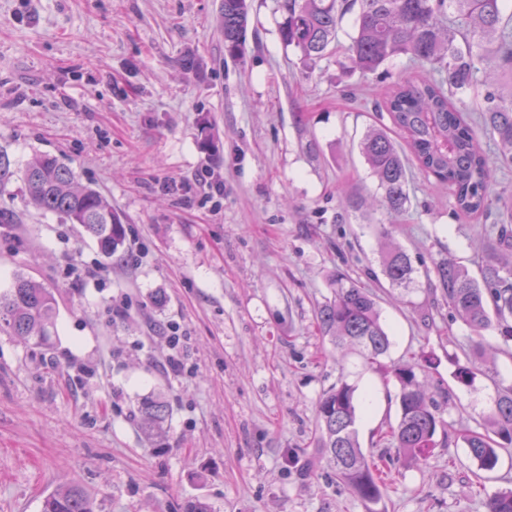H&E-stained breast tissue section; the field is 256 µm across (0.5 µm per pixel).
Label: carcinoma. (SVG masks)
Instances as JSON below:
<instances>
[{"mask_svg":"<svg viewBox=\"0 0 512 512\" xmlns=\"http://www.w3.org/2000/svg\"><path fill=\"white\" fill-rule=\"evenodd\" d=\"M280 25L283 43L306 60L321 58L337 43L346 16H353V34L346 47L349 59L363 73H374L389 60L406 55L427 64L438 77L404 80L377 94L375 111L384 110L409 146L418 171L448 186L456 212L495 215L492 254L479 266V277L448 260L437 268L435 289L475 335L494 328L512 341V191L491 193L493 168L476 141L473 119L463 109L465 97L490 84V74L512 76V11L507 0H284ZM224 50L241 54L246 43L248 0H221ZM491 134L498 162L512 167V85L488 90L477 108ZM361 153L379 188L382 203L399 214L409 196L407 157L390 130L367 131ZM26 195L30 204L80 225L98 251L107 257L125 243L126 230L112 204L97 190L76 180L71 167L57 156L39 154L26 164ZM383 272L393 285L411 282L406 254L388 247ZM331 286L333 299L317 312V328L342 351H356L370 368L392 376L400 386V417L379 429L398 453L423 462L435 447L440 423L437 412L453 406L451 393L443 403L427 393L418 379L420 364L381 362L391 346L381 320L378 295L343 274ZM57 302L52 289L23 273H15L0 289V333L25 342L45 344L56 328ZM495 411L478 431L466 425L448 430L462 441L484 471H493L500 451L512 447V385L496 384ZM356 385L345 379L320 396L315 410V448L336 481L368 504L381 501L391 474L392 459L362 448L356 430ZM141 427L149 436L162 433L169 407L160 396L143 399ZM42 512H101V505L77 484L59 487L42 501Z\"/></svg>","mask_w":512,"mask_h":512,"instance_id":"1","label":"carcinoma"}]
</instances>
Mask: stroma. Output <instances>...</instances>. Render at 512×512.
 Instances as JSON below:
<instances>
[{
    "label": "stroma",
    "mask_w": 512,
    "mask_h": 512,
    "mask_svg": "<svg viewBox=\"0 0 512 512\" xmlns=\"http://www.w3.org/2000/svg\"><path fill=\"white\" fill-rule=\"evenodd\" d=\"M244 53L229 57L220 0H0V281L21 272L52 288L57 334H0V512H41L47 492L80 484L106 512H488L512 488V453L474 488L448 425L489 418L496 381L512 384V343L478 337L435 293L451 260L477 274L489 220L453 209L444 187L409 178L392 217L360 151L373 92L421 74L408 57L364 75L340 46L313 65L285 45L284 0H249ZM59 157L125 225L103 257L80 225L27 204L23 170ZM412 268L409 290L382 274L386 245ZM344 273L380 295L391 335L384 364L419 371L452 408L430 458L380 441L399 417V384L341 355L316 325ZM183 376L166 372L170 326ZM475 373L456 383L458 367ZM357 387L365 451L392 456L382 500L366 505L314 454L315 406L338 379ZM162 395L165 434L147 438L138 406Z\"/></svg>",
    "instance_id": "obj_1"
}]
</instances>
